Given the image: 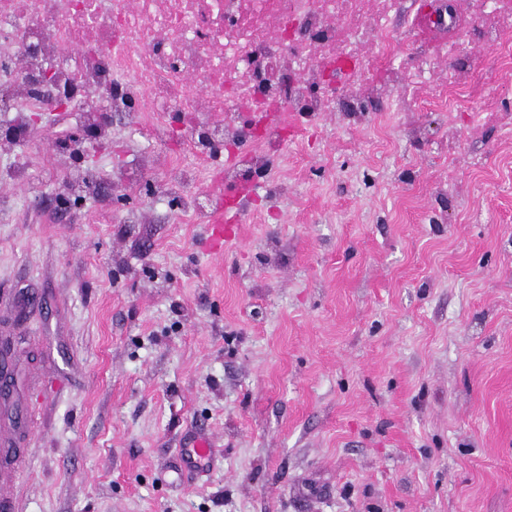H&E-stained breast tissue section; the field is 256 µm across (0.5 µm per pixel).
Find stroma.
<instances>
[{"instance_id": "35a3bbf8", "label": "stroma", "mask_w": 512, "mask_h": 512, "mask_svg": "<svg viewBox=\"0 0 512 512\" xmlns=\"http://www.w3.org/2000/svg\"><path fill=\"white\" fill-rule=\"evenodd\" d=\"M467 64L465 108L305 117L231 177L178 112H0L16 512H512V129L468 132L512 65ZM241 185L216 250L187 205Z\"/></svg>"}]
</instances>
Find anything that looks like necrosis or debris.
Masks as SVG:
<instances>
[{"instance_id": "obj_1", "label": "necrosis or debris", "mask_w": 512, "mask_h": 512, "mask_svg": "<svg viewBox=\"0 0 512 512\" xmlns=\"http://www.w3.org/2000/svg\"><path fill=\"white\" fill-rule=\"evenodd\" d=\"M398 0H0V33L40 45L26 69L55 56L60 86L85 94L104 80L140 101V120L156 134L160 112L193 116L261 113L265 144L283 137L289 117L333 111L314 97L327 66L358 111L368 95L418 86L459 100L477 74L459 66L467 32L478 24L483 49L512 60V0H421L394 25ZM303 37L292 40L290 29ZM412 59L413 68L393 66Z\"/></svg>"}]
</instances>
